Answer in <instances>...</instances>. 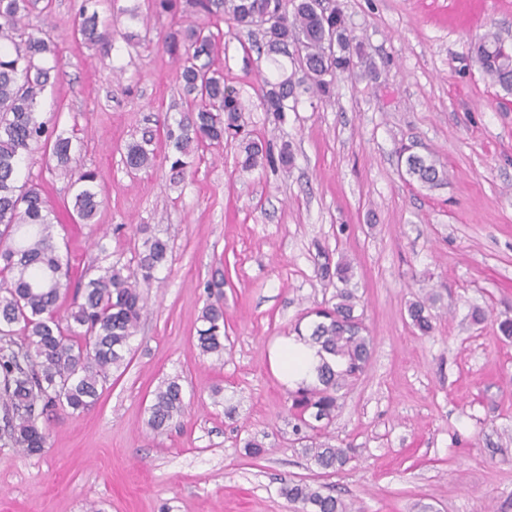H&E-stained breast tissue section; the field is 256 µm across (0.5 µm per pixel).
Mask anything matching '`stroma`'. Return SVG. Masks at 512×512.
<instances>
[{
  "label": "stroma",
  "instance_id": "obj_1",
  "mask_svg": "<svg viewBox=\"0 0 512 512\" xmlns=\"http://www.w3.org/2000/svg\"><path fill=\"white\" fill-rule=\"evenodd\" d=\"M134 0H40L62 75L37 111L47 128L80 140L105 204L95 223H71L68 175L43 148L18 180L54 205L57 244L74 273L104 241L137 273L148 224L170 244L156 272L131 362L90 410L50 412L44 451L24 455L0 438V512H298L280 492L315 466L295 443L288 388L273 346L308 329L309 313L336 301L324 258L347 260L374 339L366 372L327 431L352 461L326 477L362 512H512V94L483 78L468 48L487 31L512 38V0H480L461 20L458 0H326L364 44L371 68L336 80L330 99L301 96L296 111H265L260 31L221 25L224 83L246 101L243 125L294 164L240 171L236 145L198 152L181 183L157 136L153 168L132 171L124 147L186 103L161 38L169 19L129 23L137 41L104 49L77 41L82 9L108 15ZM411 146L444 167V185L404 175ZM223 274L224 360L200 354L205 284ZM436 293L431 335L419 336L410 302ZM484 321L472 318L473 310ZM179 378L187 404L175 427L145 426L153 391ZM255 437L264 452L250 457Z\"/></svg>",
  "mask_w": 512,
  "mask_h": 512
}]
</instances>
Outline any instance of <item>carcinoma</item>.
Instances as JSON below:
<instances>
[{
  "label": "carcinoma",
  "mask_w": 512,
  "mask_h": 512,
  "mask_svg": "<svg viewBox=\"0 0 512 512\" xmlns=\"http://www.w3.org/2000/svg\"><path fill=\"white\" fill-rule=\"evenodd\" d=\"M37 0H0V406L5 412L4 432L14 447L27 455L45 448L48 439L40 420L50 408L81 414L93 407L112 372L129 365L132 340L146 309V292L155 282V271L164 266L168 241L152 234L150 226L136 228L142 236L137 265L140 277L123 274L124 266L99 246L102 261L90 275H73L59 254L53 215L36 184H17L19 164L41 143L55 168L67 172L76 186L67 211L77 224H90L103 203L91 170L74 166V134L66 129L47 131L36 112L38 98L50 80L59 77L56 47L46 31L34 29L32 15ZM149 10L171 16L162 46L176 64L187 109L180 117L163 121L166 141L174 153L171 179L178 183L202 147L221 148L242 129L245 105L224 85V74L215 66L221 51L212 28L224 19L241 27L252 26L265 13L280 15L264 30L265 53L277 77H262L261 102L269 112L295 110L299 88L331 98L337 77L356 63L367 62L361 42L336 8L323 0H151ZM76 32L84 42L106 45L115 30L112 19L94 11L81 12ZM471 58L493 84L512 92V44L495 32L472 42ZM306 73L305 82L288 71L282 59ZM155 130L146 127L139 138L125 146V165L132 171L152 168ZM239 167L252 172L265 165L289 167L287 150L273 157L270 143L243 137L237 143ZM405 175L423 187L445 181V172L430 156L407 152L401 158ZM323 279L342 284L351 278L345 260L318 266ZM209 301L197 328L202 354L224 356V280L207 284ZM71 296L65 317L58 315L61 298ZM434 297L409 303L407 315L420 335L433 331ZM357 298L346 287L336 289V303L314 312L316 320L305 340L318 346L321 363L316 382L300 384L290 392L296 435L316 440L305 453L323 474L341 470L348 450L332 443L322 430L336 417L340 392L365 372L372 339L357 313ZM186 408L179 378L161 382L147 409V427L156 434L167 431ZM281 494L302 506V512H361L340 495L323 492V485L307 480L283 483Z\"/></svg>",
  "instance_id": "obj_1"
}]
</instances>
